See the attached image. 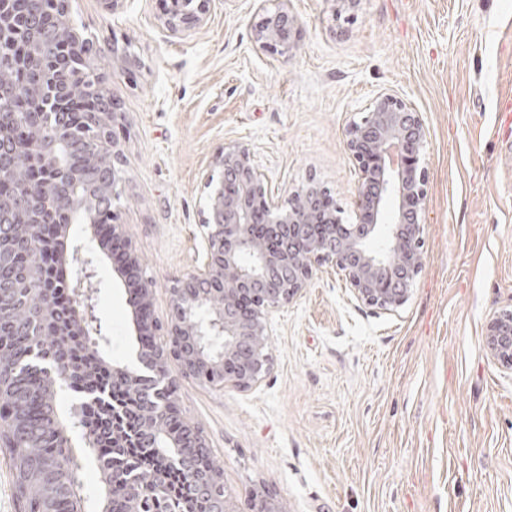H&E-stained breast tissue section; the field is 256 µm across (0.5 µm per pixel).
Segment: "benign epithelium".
Returning a JSON list of instances; mask_svg holds the SVG:
<instances>
[{
	"mask_svg": "<svg viewBox=\"0 0 512 512\" xmlns=\"http://www.w3.org/2000/svg\"><path fill=\"white\" fill-rule=\"evenodd\" d=\"M59 28L55 35L79 42L69 16V0H59ZM210 0H168L164 23L174 34L201 26L209 12ZM262 15L254 39L267 52L288 56L296 41L298 20L288 9V0H279L273 10L260 7ZM48 32L32 23L19 33L28 46L27 61L41 62L40 46ZM113 63L138 66L128 47L112 44ZM30 111L41 117L31 129L22 153L42 160L57 189L52 194L23 186L18 204L32 213L58 207L71 213L69 224H50V236L67 235L71 225H84L81 242L55 252L58 265L72 271L66 283L73 296V321L64 334H94L108 342L106 329L96 316V299L101 288L104 262L113 272L131 268L138 274L130 290L128 305L136 336L133 359L107 361L106 366L123 383L142 396V424L139 442L167 450V465L189 471L188 492L208 499L214 512H239L234 491L226 486L215 498L213 491L223 484V474L189 468L190 448H208L204 431L192 422L180 425L172 419L171 393L181 380L196 379L222 393L227 387L249 389L270 371L267 353L272 335L271 315L298 299L314 273L326 263L345 276L354 298L386 314H396L409 300L416 277L421 272L423 215L427 200V173L421 153L428 129L421 112L396 92H378L362 115L346 128V148L355 162L359 179L354 205L357 223L345 224L339 206L325 208L321 194L328 189L312 179L291 193L288 207L275 199L265 174L256 166L251 150L229 144L213 159L221 176L206 177L207 216L199 225L201 257L189 271L176 277L168 289L169 314L165 324L152 316L155 282L140 275V261L124 225L105 223L102 215L122 193V155L115 137H104L91 151L86 175L73 173L68 165L67 114L56 111L58 92L42 84L27 92ZM10 202L0 199V269L18 255L27 259V270L38 280L43 260L41 236L23 226L8 223ZM41 301L35 311L39 322L55 312V293L39 289ZM23 309L26 301L13 293V283L0 277V311ZM484 346L488 355L512 368V312L493 316L486 328ZM37 362L51 387H65L70 374L64 366L47 357L36 356L27 347L18 349L9 360H0V392L13 388L12 380ZM0 419V447H13L14 435L25 430L22 420L28 408L21 397ZM48 437L52 443L93 449L97 469L103 475L104 503L101 512H112V499L121 491L129 499L130 510L140 512L142 504L163 489L164 474L158 473L144 485L139 474L122 478L110 475L105 451L94 448L93 436L70 424L57 409L49 414ZM63 465L45 460L42 483L53 494L64 497L71 512H83L82 484L63 479ZM250 512H286L283 503L268 490L255 493Z\"/></svg>",
	"mask_w": 512,
	"mask_h": 512,
	"instance_id": "7a95c632",
	"label": "benign epithelium"
}]
</instances>
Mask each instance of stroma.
Instances as JSON below:
<instances>
[{"mask_svg":"<svg viewBox=\"0 0 512 512\" xmlns=\"http://www.w3.org/2000/svg\"><path fill=\"white\" fill-rule=\"evenodd\" d=\"M258 0H211L202 27L172 34L163 0H71L100 53L122 121L115 209L155 281L201 249L204 181L229 143L251 148L280 201L316 178L354 218L348 122L391 89L422 113L425 265L397 314L358 304L334 265L274 313L269 374L216 394L182 381L185 419L207 434L246 512L269 488L290 512H512V370L483 346L512 311V0H289L288 57L254 42ZM130 44L141 65L112 60ZM98 316L113 360L137 347L128 282L104 271Z\"/></svg>","mask_w":512,"mask_h":512,"instance_id":"1","label":"stroma"}]
</instances>
